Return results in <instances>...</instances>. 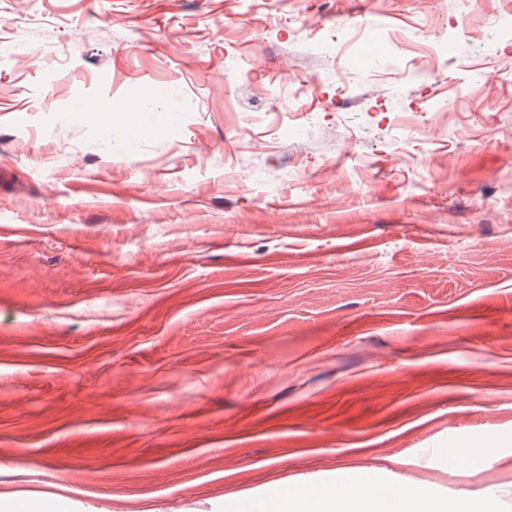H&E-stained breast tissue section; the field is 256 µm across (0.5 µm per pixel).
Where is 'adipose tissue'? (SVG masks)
Returning a JSON list of instances; mask_svg holds the SVG:
<instances>
[{"instance_id":"obj_1","label":"adipose tissue","mask_w":512,"mask_h":512,"mask_svg":"<svg viewBox=\"0 0 512 512\" xmlns=\"http://www.w3.org/2000/svg\"><path fill=\"white\" fill-rule=\"evenodd\" d=\"M493 502H448L425 488L386 498L377 476H367L353 491L342 496L330 486H280L268 495L249 498L233 512H494Z\"/></svg>"}]
</instances>
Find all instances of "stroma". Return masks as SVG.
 <instances>
[{
	"label": "stroma",
	"mask_w": 512,
	"mask_h": 512,
	"mask_svg": "<svg viewBox=\"0 0 512 512\" xmlns=\"http://www.w3.org/2000/svg\"><path fill=\"white\" fill-rule=\"evenodd\" d=\"M449 8L0 0L1 502L512 512V0ZM491 500L448 502L426 488L408 491L389 501L376 475H369L353 491L342 496L332 486H279L266 496L248 498L233 512H492Z\"/></svg>",
	"instance_id": "stroma-1"
}]
</instances>
